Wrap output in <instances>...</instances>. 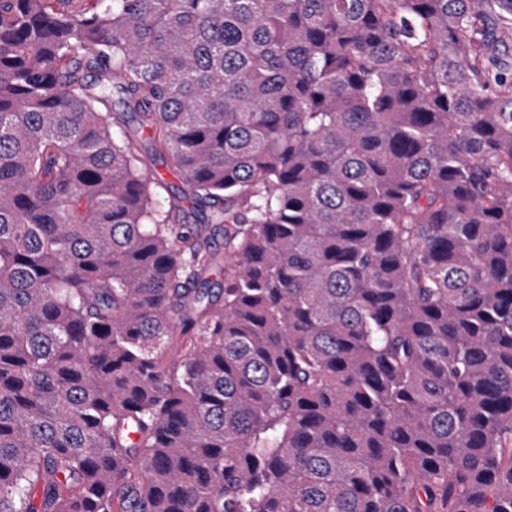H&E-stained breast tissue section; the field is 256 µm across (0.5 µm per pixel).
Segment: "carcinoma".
<instances>
[{
	"label": "carcinoma",
	"mask_w": 512,
	"mask_h": 512,
	"mask_svg": "<svg viewBox=\"0 0 512 512\" xmlns=\"http://www.w3.org/2000/svg\"><path fill=\"white\" fill-rule=\"evenodd\" d=\"M511 39L0 0V512H512Z\"/></svg>",
	"instance_id": "1"
}]
</instances>
